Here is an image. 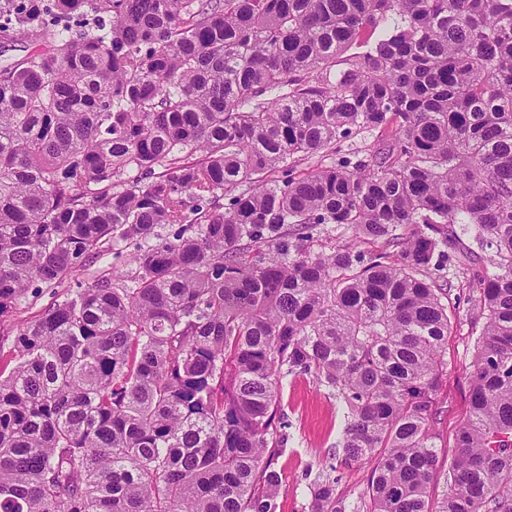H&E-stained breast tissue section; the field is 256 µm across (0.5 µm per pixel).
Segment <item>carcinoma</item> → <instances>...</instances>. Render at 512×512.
<instances>
[{
	"instance_id": "carcinoma-1",
	"label": "carcinoma",
	"mask_w": 512,
	"mask_h": 512,
	"mask_svg": "<svg viewBox=\"0 0 512 512\" xmlns=\"http://www.w3.org/2000/svg\"><path fill=\"white\" fill-rule=\"evenodd\" d=\"M0 41L36 46L0 68V318L58 289L0 374V512H279L299 375L362 512H512V0H0ZM480 328L472 330L469 322L460 320L454 324V331L448 336V381L438 392L437 400L448 410L436 425L437 445L440 460L446 461L454 453L452 435L463 420L467 408V372L471 363L475 340Z\"/></svg>"
}]
</instances>
